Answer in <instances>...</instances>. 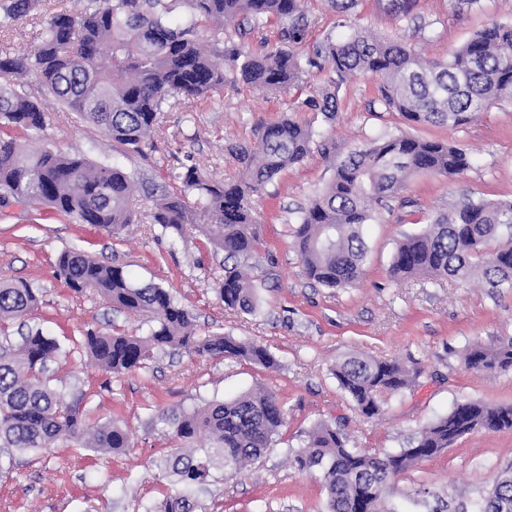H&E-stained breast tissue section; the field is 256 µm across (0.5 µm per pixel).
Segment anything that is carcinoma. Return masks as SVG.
Segmentation results:
<instances>
[{
    "mask_svg": "<svg viewBox=\"0 0 512 512\" xmlns=\"http://www.w3.org/2000/svg\"><path fill=\"white\" fill-rule=\"evenodd\" d=\"M41 0H0V30L38 13ZM78 14L61 10L45 22L28 54L0 56V119L27 131L46 126L38 100L19 93L12 80L36 71L41 85L61 105L98 127L113 143L140 153L164 113L178 102L191 108L224 87L243 83L277 94L304 81L306 66L328 73L336 86L358 74L380 79L370 109L398 112L417 124L459 127L476 114L512 102V24L493 23L474 34L448 58L427 60L401 39L356 27L314 48L318 61L302 60L295 49L307 42L312 20L301 0H84ZM417 0H388L390 12L411 16ZM182 4L188 16L169 14ZM277 26L269 51L240 49L251 35ZM224 34L207 50L201 32ZM224 48H219V44ZM307 105L331 120L340 110L336 93L324 87ZM312 129L292 117L266 124L259 145L236 144L230 151L242 168L239 179L218 183L189 166L177 176L183 189L155 198L152 219L176 235L194 225L228 259H245L259 237L252 197L311 152ZM468 153L439 141L392 134L352 148L332 160L333 176L302 209L294 245L305 275L328 288H349L361 277L368 252L363 226L368 204L385 206L417 173L453 177L468 170ZM135 180L117 165L84 155L29 151L0 129V209H37L63 220L89 224L114 235L132 223L129 196ZM59 275L75 293L94 289L113 309L153 323L145 336L88 332L80 348L113 374L139 370L163 350L201 357L243 359L278 366L264 346L230 336H198L190 312L157 284L139 285L122 266L67 250ZM395 279L427 276L467 282L478 276L491 289L512 288V202L459 197L419 233L396 245L389 266ZM224 304L249 313L259 309L255 285L238 263L224 266L219 287ZM39 305L37 289L22 280H0V322L25 321ZM67 356L42 331L20 334L0 347V448L46 449L57 441L100 452L133 446L116 419L92 424L80 403L67 402L49 385L48 365ZM467 369L490 373L512 369V338L468 348ZM332 374L365 418L378 415L388 399L413 389L420 367L398 360L352 354ZM285 420L283 406L266 389L215 400L192 411L167 408L157 422L178 448L166 455L165 474L173 490L145 512H193L192 490L220 465L238 474L259 461ZM512 432V405L467 400L418 430L398 452L371 453L351 447L343 431L320 421L304 445L288 449L292 467L317 470L327 494V512H384L391 477L439 456L474 430ZM477 512H512V471L502 472L482 495Z\"/></svg>",
    "mask_w": 512,
    "mask_h": 512,
    "instance_id": "cac0c4a2",
    "label": "carcinoma"
}]
</instances>
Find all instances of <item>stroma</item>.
I'll return each instance as SVG.
<instances>
[{
	"mask_svg": "<svg viewBox=\"0 0 512 512\" xmlns=\"http://www.w3.org/2000/svg\"><path fill=\"white\" fill-rule=\"evenodd\" d=\"M78 7L77 0H44L40 15L0 33V52L28 53L39 41L44 14ZM304 8L314 20L299 49L305 58L316 43L360 25L404 39L425 57L444 59L487 25L512 23V0H481L478 9L464 12L455 10L453 0H418L413 18L402 20L388 11L387 0H359L345 19L326 0H306ZM421 24L430 26V39L417 33ZM320 84L314 69L307 86L277 95L241 84L224 86L193 111L167 113L144 152L136 154L112 145L96 126L45 95L36 73L24 77L22 92L40 98L48 115L43 132L22 135L26 148L78 151L171 190L179 188L178 174L191 165L216 182L238 179L241 166L229 146L256 142L260 126L283 116L308 123L317 147L253 198L259 242L243 268L263 301L256 314L224 306L218 294L223 253L193 225L179 237L154 224L153 200L143 192L132 195L133 222L117 236L20 207L0 217V278L38 289L41 305L28 318L29 328L56 338L70 352L51 364V387L67 401L79 402L92 420L125 422L133 439L132 448L122 453H95L59 442L13 454L11 470L0 473V512H144L170 486L161 462L174 443L156 425L157 410L200 407L258 387L273 391L286 411L277 441L241 474L214 469L194 496L195 512H325L319 480L295 471L287 456L317 421L340 425L351 446L396 451L461 401L512 405V370L480 374L464 365L473 343L512 337V288L493 294L478 281H396L388 273L397 242L422 231L434 210L463 194L512 201V104L479 113L460 127L417 124L395 112L370 111L379 80L360 75L339 86L341 109L329 120L305 105ZM399 133L463 148L472 166L450 179L416 174L398 198L375 211L365 229L369 252L356 286L330 289L307 279L293 232L300 208L333 175L325 150L341 156L352 146ZM66 250L125 267L135 281L168 289L191 312L198 334L223 333L261 344L279 367L167 351L131 373L99 369L73 350L86 331L143 335L148 326L137 316L113 311L94 290L73 293L56 275L57 258ZM350 354L397 358L418 364L424 374L417 387L391 397L379 416L366 419L331 372ZM508 469L512 432L476 430L400 475L384 506L389 512H426L416 496L426 488L448 502L449 512H474L479 495Z\"/></svg>",
	"mask_w": 512,
	"mask_h": 512,
	"instance_id": "obj_1",
	"label": "stroma"
}]
</instances>
